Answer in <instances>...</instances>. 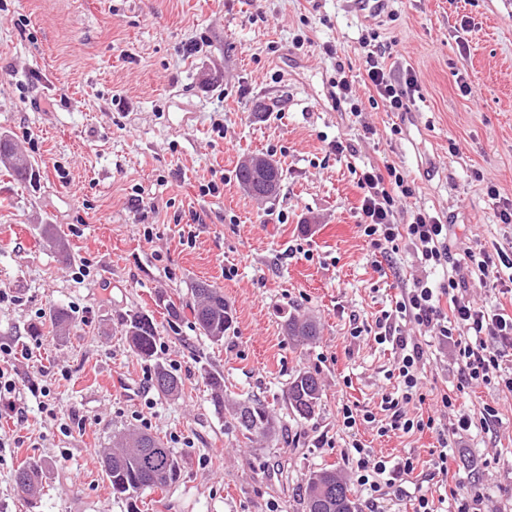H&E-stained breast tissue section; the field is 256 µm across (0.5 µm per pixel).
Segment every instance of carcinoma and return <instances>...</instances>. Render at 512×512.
Returning <instances> with one entry per match:
<instances>
[{
	"label": "carcinoma",
	"mask_w": 512,
	"mask_h": 512,
	"mask_svg": "<svg viewBox=\"0 0 512 512\" xmlns=\"http://www.w3.org/2000/svg\"><path fill=\"white\" fill-rule=\"evenodd\" d=\"M0 162L18 173L30 168L27 159L13 153L8 140L0 137ZM282 170L271 158L262 159L258 168L245 164L238 169L237 180L242 188L253 194L252 186L260 185L263 198L274 196L279 188ZM190 304L195 327L200 335L213 343L224 340L234 324L232 307L224 299V291L204 281L190 288ZM51 319L58 335L69 333L74 317L64 308L53 310ZM288 338L297 346H304L318 335L317 324L306 317L291 315L285 322ZM124 332L132 351L148 361L155 357L157 330L154 317L144 311L129 315L124 323ZM205 379L211 389V403L215 412H224V378L206 372ZM153 384L161 393L173 396L182 389L180 377L164 366L154 368ZM322 389L316 374L300 370L284 392L288 410L301 419L312 418L320 408ZM234 419L244 435L272 436L282 428L269 407L256 398H246L238 403ZM117 447L103 454L105 474L116 495L132 499L147 489L165 488L177 482L186 468V460L162 439L144 432L124 434L116 439ZM52 469V463L41 458H29L17 472L30 492H35ZM303 512H357L347 485L332 469L322 468L312 472L306 483L302 502Z\"/></svg>",
	"instance_id": "cac0c4a2"
}]
</instances>
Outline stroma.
Listing matches in <instances>:
<instances>
[{"mask_svg": "<svg viewBox=\"0 0 512 512\" xmlns=\"http://www.w3.org/2000/svg\"><path fill=\"white\" fill-rule=\"evenodd\" d=\"M364 30L389 46L388 67L415 73L411 112L373 104L360 83L356 106L334 99L337 65L363 71ZM300 36L309 46L293 48ZM192 39L202 46L184 55ZM460 73L472 95L460 93ZM116 95L124 110L113 109ZM0 135L39 175L23 181L0 165V286L15 294L0 304V343L33 353L13 362L22 417L0 416V512H302L311 471L352 479L355 439L413 458L412 482L476 485L490 512H512V393L466 389L461 403L493 406L500 423L464 436L442 478L437 433L385 428L381 398L398 389L388 375L398 349L349 335L351 319L374 324L420 274L409 242L390 263L367 246L364 166L405 172L415 193L397 202L396 222L439 214L454 262L467 248L512 242V223L486 195L492 184L512 200V0H391L371 20L351 0H0ZM339 140L356 156L338 157ZM257 154L282 168L278 194L261 203L236 179ZM211 180L219 194L201 195ZM296 247L309 259L289 257ZM197 281L222 288L233 309L221 344L200 336L184 307ZM160 292L181 305L179 319L156 305ZM61 306L76 315L65 336L50 319ZM137 310L158 326L152 362L123 334ZM291 315L316 321L312 343L289 340ZM159 363L181 378L179 395L154 388ZM301 369L322 385L309 420L292 418L281 398ZM208 370L223 373L227 403L247 392L270 401L283 430L244 438L232 411L215 412ZM423 373L414 416L447 418L450 349L433 346ZM347 405L375 422L348 432ZM50 406L65 420H52ZM132 429L187 461L176 484L133 504L113 495L100 464L114 435ZM33 456L56 467L32 508L15 475Z\"/></svg>", "mask_w": 512, "mask_h": 512, "instance_id": "stroma-1", "label": "stroma"}]
</instances>
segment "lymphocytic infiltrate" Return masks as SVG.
Masks as SVG:
<instances>
[{"label": "lymphocytic infiltrate", "mask_w": 512, "mask_h": 512, "mask_svg": "<svg viewBox=\"0 0 512 512\" xmlns=\"http://www.w3.org/2000/svg\"><path fill=\"white\" fill-rule=\"evenodd\" d=\"M360 43L365 50L364 71L358 78L341 73L334 83L337 99L352 100L353 86L359 81L365 89L376 93L389 111H409L418 89L416 75L409 70L400 76L387 71L384 59L388 48L378 42L375 34L362 35ZM358 185L363 192L359 227L372 253L392 257L398 252L400 241L408 240L427 273L439 268L449 271L447 281L439 284L432 283L427 274L414 279L412 287L405 289L397 301L394 313L376 320L374 332L375 342L392 343L400 351L390 371L401 385L400 392L394 397L383 396L381 404L391 414L390 427L407 433L438 429L441 449L436 465L439 473L444 474L448 471L449 444L461 441L472 427L487 429L499 421L491 406H483L476 415L462 408L459 392L482 383L512 393V370L503 366L505 357L512 355V314L487 309L457 294L473 277L499 293L512 295V247L499 246L491 253L471 250L467 253V266L454 264L448 245L450 227L440 217L420 211L411 222L396 223L398 199L412 196L414 189L394 164L387 162L380 168L364 169ZM407 322L418 329V337L404 335L402 327ZM432 342L448 345L458 366L455 392L441 396L443 407L454 411L455 417L442 429L437 428L435 419L412 417L406 410L407 405L425 401L421 365ZM351 453L355 482L374 510L389 496L397 480L415 470L412 458L405 457L393 464L356 441L351 444ZM413 495V512H438L437 503L445 501L450 504V512H481L484 500L476 489H454L445 495L419 484L415 485Z\"/></svg>", "instance_id": "1"}]
</instances>
